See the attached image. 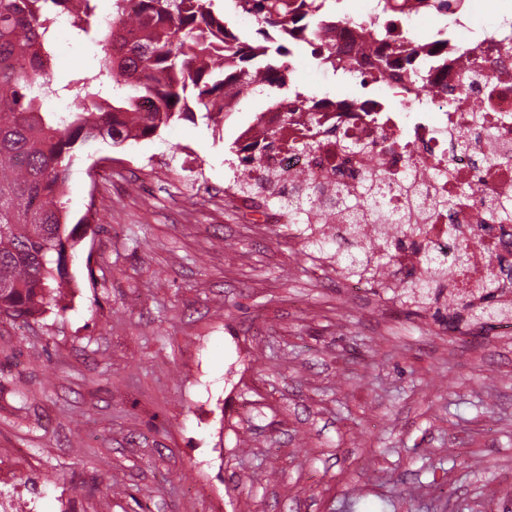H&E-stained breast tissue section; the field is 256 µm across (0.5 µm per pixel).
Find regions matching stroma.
<instances>
[{
	"mask_svg": "<svg viewBox=\"0 0 512 512\" xmlns=\"http://www.w3.org/2000/svg\"><path fill=\"white\" fill-rule=\"evenodd\" d=\"M290 91L399 106L291 45ZM93 48L63 35L56 76ZM267 100L84 146L64 309L0 317V492L30 512H512V334L351 288L224 197Z\"/></svg>",
	"mask_w": 512,
	"mask_h": 512,
	"instance_id": "35a3bbf8",
	"label": "stroma"
}]
</instances>
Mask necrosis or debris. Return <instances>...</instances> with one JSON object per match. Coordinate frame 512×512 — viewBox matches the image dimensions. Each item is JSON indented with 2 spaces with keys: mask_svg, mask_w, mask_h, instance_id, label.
<instances>
[{
  "mask_svg": "<svg viewBox=\"0 0 512 512\" xmlns=\"http://www.w3.org/2000/svg\"><path fill=\"white\" fill-rule=\"evenodd\" d=\"M458 24L457 16H449L446 24L418 44L424 54L441 55L440 79L455 88V103H448L445 95L435 92L421 100L424 112L410 117L408 108L418 101L413 86L400 82L396 72H379L376 47H366L357 55L360 68L397 89L402 111H387L379 101L367 105L336 97L323 115L325 126L335 128V138L322 140L316 151L302 150L301 142L312 139L313 129L303 116H295L281 132L279 149L264 158L262 170L270 180L286 185L297 174L305 173L328 190L336 183L337 168L361 173L371 169L385 171L387 209L410 213L412 222L419 224L431 246L444 249L455 238L470 241L473 258L466 266L452 268L448 289L477 304L487 276V256L512 250V244L499 229L482 226L479 220L485 200L512 205V20L484 31L466 44L455 37ZM466 71L476 76L478 91L461 87L460 76ZM488 126L496 131V164L482 162L481 141H472L465 150L455 149L462 134H475ZM343 141L357 144V151L342 152L339 144ZM435 168L445 170L446 176L428 182V196L451 193L465 184L473 189L456 221H449L446 213L430 206L414 207L395 189L394 172L417 178Z\"/></svg>",
  "mask_w": 512,
  "mask_h": 512,
  "instance_id": "1",
  "label": "necrosis or debris"
}]
</instances>
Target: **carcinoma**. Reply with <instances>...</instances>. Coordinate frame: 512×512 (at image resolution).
Instances as JSON below:
<instances>
[{"instance_id": "carcinoma-1", "label": "carcinoma", "mask_w": 512, "mask_h": 512, "mask_svg": "<svg viewBox=\"0 0 512 512\" xmlns=\"http://www.w3.org/2000/svg\"><path fill=\"white\" fill-rule=\"evenodd\" d=\"M99 0H0V316L35 320L52 308H65L70 291L68 257L81 241L82 221L70 223L67 190L76 150L98 139L121 145L130 140L128 128L150 137L176 119L205 110L212 122L233 111L242 98L263 95L270 112H317L315 98L283 93L287 85L286 44L316 41L314 55L334 72L354 75L357 60L335 44L319 39L323 25L336 19L339 0H230L237 13L252 15L260 24L255 40L234 30L226 17L214 13L213 0H113L112 13L98 16ZM398 0H377L379 16L372 21L377 40L393 38L384 18ZM66 16L76 41L89 39L97 47L90 76L59 81L52 74L57 21ZM407 63L406 78L424 90L431 85L429 69L414 62V40L401 35ZM69 103L66 112H47L44 98ZM339 172L336 189L326 201L323 190L304 180L299 191L283 192L267 180L256 187L268 192L267 202L309 222L315 208L325 205L329 216L349 226L357 251L333 253L347 273H376L384 257L392 258L402 239L415 236L409 219L385 223L376 208L380 189L370 170L357 184ZM471 192L460 188L454 197L435 198L432 205L456 215L458 201ZM382 228L378 236L365 230ZM423 273L401 294L426 303L444 294L442 275L464 264L470 246L451 254L420 248ZM499 280L487 276L482 303H465L473 319L486 326L504 313Z\"/></svg>"}]
</instances>
